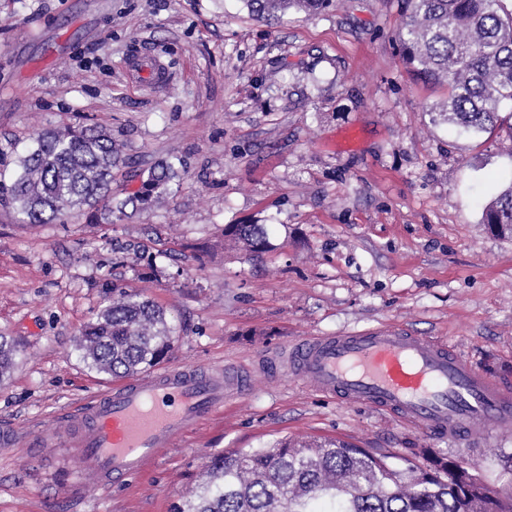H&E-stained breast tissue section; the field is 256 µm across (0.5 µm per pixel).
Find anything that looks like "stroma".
<instances>
[{"label": "stroma", "instance_id": "35a3bbf8", "mask_svg": "<svg viewBox=\"0 0 512 512\" xmlns=\"http://www.w3.org/2000/svg\"><path fill=\"white\" fill-rule=\"evenodd\" d=\"M403 0H342L268 24L242 0H0V178L37 131L98 126L134 161L123 197L157 161L186 174L151 209L21 223L0 202V334L23 348L0 383V512H169L208 458L283 438H335L419 460L479 465L512 495V436L464 448L378 410L346 407L259 359L307 336L400 325L446 340L512 383V238L484 205L512 182V139L436 121L447 89L403 62ZM150 52L155 83L131 70ZM228 224H263L257 257ZM134 244L138 253L127 252ZM145 289L175 318L169 363L255 369L253 385L126 484L75 501L59 418L116 380L76 356L113 285Z\"/></svg>", "mask_w": 512, "mask_h": 512}]
</instances>
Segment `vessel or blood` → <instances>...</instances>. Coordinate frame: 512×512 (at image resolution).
Wrapping results in <instances>:
<instances>
[{
    "instance_id": "1",
    "label": "vessel or blood",
    "mask_w": 512,
    "mask_h": 512,
    "mask_svg": "<svg viewBox=\"0 0 512 512\" xmlns=\"http://www.w3.org/2000/svg\"><path fill=\"white\" fill-rule=\"evenodd\" d=\"M278 362L339 403L376 408L459 446L512 433V384L432 336L379 327L310 337ZM249 379L236 368L174 364L94 396L59 422L82 488L111 489L143 474L198 422L222 413Z\"/></svg>"
}]
</instances>
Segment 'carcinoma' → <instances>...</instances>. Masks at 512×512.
<instances>
[{"label": "carcinoma", "mask_w": 512, "mask_h": 512, "mask_svg": "<svg viewBox=\"0 0 512 512\" xmlns=\"http://www.w3.org/2000/svg\"><path fill=\"white\" fill-rule=\"evenodd\" d=\"M249 13L271 20L293 11L313 16L333 0H243ZM507 0H405L398 32L402 59L429 80L448 85L434 111L474 138L506 129L500 108L512 103V7ZM19 159L5 200L25 224H50L90 210L98 224L112 213L154 206L179 184L181 170L164 161L131 195L112 197V170L131 165L112 134L97 128L42 130ZM481 223L512 236V183L482 211ZM242 249L271 247L264 224H229ZM177 327L166 309L141 291L112 289V301L76 340L77 358L113 379L144 373L172 352ZM17 345L0 335V382L17 365ZM334 439L238 448L210 457L204 480L173 512H512L497 487L466 461L426 451L424 463Z\"/></svg>", "instance_id": "obj_1"}]
</instances>
